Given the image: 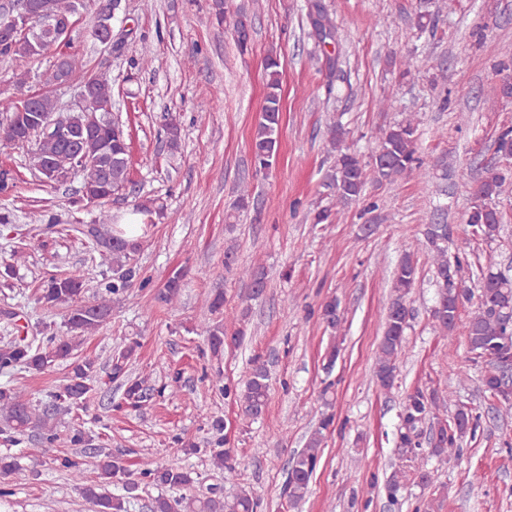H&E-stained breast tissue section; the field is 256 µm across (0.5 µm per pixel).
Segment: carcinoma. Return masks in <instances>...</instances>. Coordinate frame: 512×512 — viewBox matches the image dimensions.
Wrapping results in <instances>:
<instances>
[{
    "instance_id": "carcinoma-1",
    "label": "carcinoma",
    "mask_w": 512,
    "mask_h": 512,
    "mask_svg": "<svg viewBox=\"0 0 512 512\" xmlns=\"http://www.w3.org/2000/svg\"><path fill=\"white\" fill-rule=\"evenodd\" d=\"M41 12L31 18L34 32H39L44 20L53 23L56 33L69 34L74 17L79 14V0H37ZM309 22L313 33L321 41L334 38L335 26L320 3L310 5ZM249 27L247 15L241 14L233 24L237 47L241 53L249 50ZM34 37L16 33L8 40L0 39V57L10 60L33 59ZM79 69V59L61 56L46 84L55 85L69 80ZM267 92L253 139L254 163L258 169L270 170L277 162L281 130V71L279 61L269 56L265 61ZM83 81L88 87L81 105L68 113V133H45L40 130L42 118L59 110V101L50 91L37 94L28 104L20 105L12 98L0 101V155L10 156L19 150H31L30 168L46 184L60 173L73 167V160L85 159L78 170L82 188L103 204L119 194L129 183L130 150L127 134L119 120L107 124L105 118L112 112V82L101 72L87 71ZM418 127L405 119L383 130L372 163L363 164L356 155L343 151L345 129L333 121L328 125L329 144L336 151L331 173L326 186L336 197V203L348 205L360 199L367 183L379 185L395 184L401 177L412 175L422 167L418 155ZM165 145L170 154L181 146V124L168 115L164 125ZM497 164L489 167L470 191L471 206L465 212L467 231L474 241L493 242L499 235L502 213L499 196L512 174V127H504L495 138ZM100 230L94 226L89 234L94 238L101 253L112 255V275L104 283V292L91 301L82 299L85 293V278L78 271L65 275H52L43 282L41 301L50 308L65 307L67 336H46L40 339L12 336L0 343V371L28 369L44 372L61 364L68 372L54 397L78 408L84 406L93 391L96 372L95 360L77 355L75 337L93 333L107 323L112 316V300L129 289L144 288L148 279L142 277L136 255L140 250V239L148 235L150 224H121L111 222L108 212L99 214ZM448 224H425L421 230L423 246L431 257L433 266L436 302L432 317L444 335L453 334L458 327L459 309L465 302L477 299L476 306L465 324V338L471 361L482 364L481 386L483 392L493 400L503 397L500 404L512 408V381L508 367H512V278L485 266L472 252H460L448 257ZM224 266L236 268L240 279L250 282L253 293L260 295L267 286V273L259 266H235L234 251L224 253ZM185 272L173 271L156 300L170 309L180 304ZM419 278L417 261L412 255H404L393 272L392 296L384 316V331L378 345L374 383L382 390L391 391L398 376V365L404 356V341L410 322L414 318L409 295ZM474 288L465 285V281ZM319 317L327 327H340L339 303L335 299L325 301L319 308ZM206 345L212 357L218 359L224 345L239 342L244 331L239 329L227 335L224 324L202 327ZM137 342L126 344L112 358V379L119 380L124 389L125 403L135 409L147 402L143 383L147 377L136 380L128 378L127 365L133 357ZM217 390L224 398L240 403L243 416L255 421L265 416L270 397L269 374L259 358L251 360V367L242 386L222 383L221 372H216ZM452 402V394H441L436 389L415 388L406 394L399 414L400 424L396 434V448L405 464L393 469L386 478V490L391 502L398 501L400 490L411 480L420 484L429 482V471L424 468L427 459L446 461L459 459L463 445L474 440L481 427L482 414L471 408L460 406L450 417L440 416V410ZM57 409L39 408L25 400L10 387H0V436L7 444L17 442L16 435L29 429L40 431L44 443L52 445L57 440L54 418ZM431 418L434 430L424 435L423 423ZM334 422V414L324 413L318 429L310 437L306 448L294 455L289 467L283 495L292 507L298 506L309 492V485L320 462L319 448L322 431ZM210 429L214 439L210 441L209 453L212 464L224 471V479L231 482L238 476L240 462L230 441L223 435L224 424L219 417L213 419ZM68 441L74 448L91 445L92 435L82 427L70 430ZM97 477L90 479L78 462L67 456H55L51 463L69 472L79 485L82 496L90 502L95 512H129L130 500L141 486L152 485L166 490H190L196 484L193 471L176 463L166 465L148 464L136 474H131L100 448L96 453ZM120 483L126 495H114L108 486ZM258 497L251 490L241 489L232 499L214 489L205 494H182L170 499L162 494L153 499L150 512H257Z\"/></svg>"
}]
</instances>
